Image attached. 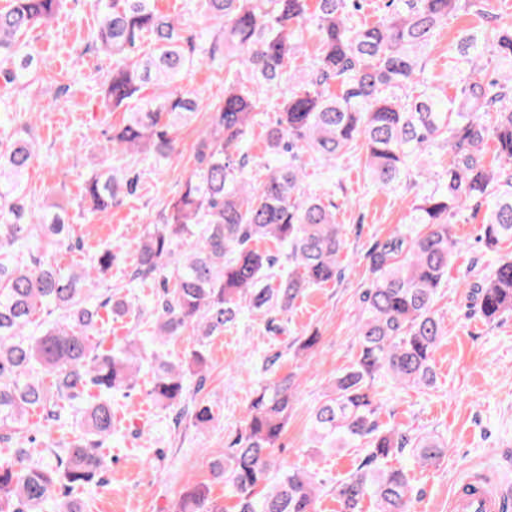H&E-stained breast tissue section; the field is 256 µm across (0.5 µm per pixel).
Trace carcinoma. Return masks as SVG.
<instances>
[{"label":"carcinoma","mask_w":512,"mask_h":512,"mask_svg":"<svg viewBox=\"0 0 512 512\" xmlns=\"http://www.w3.org/2000/svg\"><path fill=\"white\" fill-rule=\"evenodd\" d=\"M157 0H99L100 21L89 33L112 58L101 90L104 108L123 110L110 137L107 163L83 181L79 208L103 214L136 193L131 169L168 160L178 132L208 112L193 154L194 168L158 223L147 225L133 250L130 282L160 281L149 314L154 336H199L187 365L206 363L204 346L237 324L245 311L291 310L308 289L341 277L337 256L346 242L336 204L306 189L295 150L331 162L361 147L376 188L399 182L410 162L446 149L447 179L409 206L417 228L397 230L365 254L372 280L355 328L359 353L336 377L332 394L311 415L316 448H363L358 468L336 487L340 512H358L365 499L377 512H412L416 492L403 465L389 459L412 450L422 466L448 454L436 437L409 436L379 422L376 377L400 387L435 383L434 355L445 336L435 298L459 248L450 218L485 208L486 244L512 239V27L485 0H403L373 23L354 24L349 0H196L197 12L219 28L199 42ZM63 0H8L0 8V95L11 97L39 81L44 61L27 50L32 33L48 25ZM474 13L482 24L455 43L463 67L449 76L455 95L416 91L432 41L448 16ZM319 33L314 65L288 85V97L268 127L266 153L288 160L254 184L245 177L243 146L253 132L260 94L281 83L301 45L307 14ZM209 61L224 67V89L205 106L179 86L183 74ZM159 90L144 96L147 86ZM493 142L499 165L486 164ZM37 159L32 140L0 135V512H81L63 498L103 469L100 449L112 438V395L133 390L143 357L132 345L99 350L91 337L101 310L129 313L118 294L100 299L90 277L65 270L54 254L81 242L65 210L38 208L26 187ZM275 241L280 254L261 249ZM120 252L106 243L92 268L112 271ZM472 307L487 322L512 312V259L470 286ZM55 316L35 331L36 316ZM149 397L172 406L187 390L183 366H150ZM295 391L293 374L254 392L244 430L211 462L214 479L235 500L236 512H317L313 478L297 469L273 474L277 443ZM39 412L45 432L79 415L82 431L62 444L42 442L49 463L33 462L37 443L27 427ZM175 512H224L204 483L188 485Z\"/></svg>","instance_id":"cac0c4a2"}]
</instances>
